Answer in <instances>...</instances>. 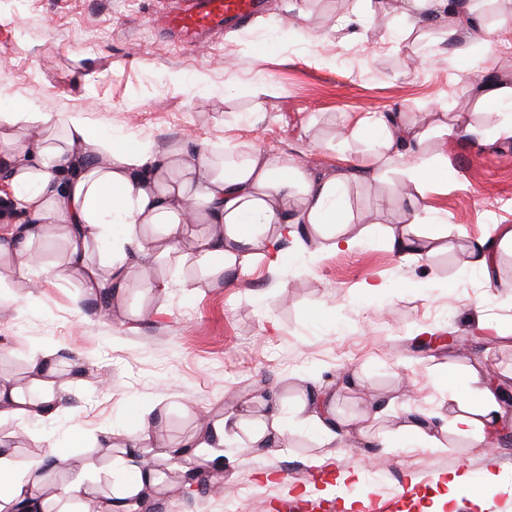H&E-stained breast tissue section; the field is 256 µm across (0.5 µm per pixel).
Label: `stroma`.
Instances as JSON below:
<instances>
[{
    "instance_id": "35a3bbf8",
    "label": "stroma",
    "mask_w": 512,
    "mask_h": 512,
    "mask_svg": "<svg viewBox=\"0 0 512 512\" xmlns=\"http://www.w3.org/2000/svg\"><path fill=\"white\" fill-rule=\"evenodd\" d=\"M386 2L262 0L249 21L195 47L164 28V0H0V109L33 103L82 113L118 142L187 152L255 144L342 172L355 239L340 251L314 237L300 250L282 241L278 263L256 258L248 272L190 293L175 279L162 296L134 280L123 311L94 306L76 276L43 274L0 294V377L25 382L32 351L49 349L69 391L54 418L0 420V446L19 466L39 456L33 441L44 438L108 494L113 448L136 428L134 403L155 405L152 435L167 447L205 437L247 401L258 418L277 406L287 445L255 449L245 432L227 435L215 449L223 471L198 468L190 483L171 459H156L170 484L148 490L139 512H311L317 503L349 512V499L350 512H371L372 495L401 484L409 494L387 512H422L449 470L512 477V407L485 452L454 429L448 391L433 379L446 368L512 390V249L494 232L512 225V138L496 133L512 112L488 111L480 92L490 74L512 86V38L500 34L496 0L476 4L482 32L467 46L448 37L453 17L415 23ZM354 10L373 19L356 43L333 29ZM262 81L278 92L259 105L251 89ZM428 112L482 134L429 139L427 154L447 162L448 178L418 190L403 183L402 156L379 182L366 169L368 144L338 136L364 115ZM415 196L431 210L418 237L435 224L448 231L447 249L417 260L387 237ZM480 248L495 254V285L471 263ZM368 283L379 291L366 293ZM129 310L141 319L127 321ZM432 333L449 336L447 346L416 349ZM321 397L340 435L331 447L296 410ZM413 421L441 449L401 446L397 435ZM283 469L291 481L264 480Z\"/></svg>"
}]
</instances>
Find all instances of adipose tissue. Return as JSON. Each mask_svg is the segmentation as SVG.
I'll return each instance as SVG.
<instances>
[{"label": "adipose tissue", "instance_id": "1", "mask_svg": "<svg viewBox=\"0 0 512 512\" xmlns=\"http://www.w3.org/2000/svg\"><path fill=\"white\" fill-rule=\"evenodd\" d=\"M353 136L365 137L376 154L409 140L412 158L403 168L407 184L421 187L445 177V168L425 157L418 123L404 128L358 120ZM0 164L4 165L19 208L30 224L0 241V292L31 279L30 250L47 242V232L62 228L65 247L54 264L57 275L78 276L87 295L120 300L127 283L144 276L141 260L151 258L174 271L196 266L207 276L245 271L250 258L271 250L284 238H297L309 226L323 248L351 247L344 232L351 219L344 210L343 175H316L295 158L257 146L203 144L193 152L159 150L153 142L132 147L103 138L82 117L60 115L22 104L0 109ZM207 232H198V225ZM57 365L47 350L33 351L29 377L19 386L0 378V419L29 415L55 417L65 406L68 388L56 379ZM437 380L451 387L458 432L485 446L501 420L493 385L461 394L455 377L441 371ZM153 405L135 408L140 432L129 436L121 453L141 456L140 465L111 472L114 500L85 470L74 469L68 449L52 447L42 458L19 468L0 454V512H51L44 479L53 471L68 476L67 496L95 512H115L117 502L138 499L163 475L149 463ZM504 485L502 474L486 473L473 485L468 472L452 471L425 512H458L465 488L487 496Z\"/></svg>", "mask_w": 512, "mask_h": 512}]
</instances>
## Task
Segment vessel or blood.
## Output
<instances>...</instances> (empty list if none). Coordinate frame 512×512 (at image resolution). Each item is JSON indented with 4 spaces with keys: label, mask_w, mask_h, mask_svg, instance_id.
Wrapping results in <instances>:
<instances>
[{
    "label": "vessel or blood",
    "mask_w": 512,
    "mask_h": 512,
    "mask_svg": "<svg viewBox=\"0 0 512 512\" xmlns=\"http://www.w3.org/2000/svg\"><path fill=\"white\" fill-rule=\"evenodd\" d=\"M261 6L260 0H189L179 9L164 15L166 27L178 33L189 45L201 41L203 35L223 29L255 16Z\"/></svg>",
    "instance_id": "obj_1"
}]
</instances>
